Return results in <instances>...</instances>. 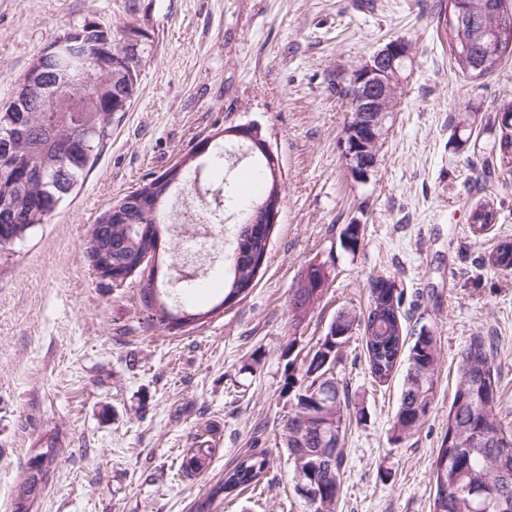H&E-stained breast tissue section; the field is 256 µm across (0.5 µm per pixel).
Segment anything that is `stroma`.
<instances>
[{"mask_svg": "<svg viewBox=\"0 0 512 512\" xmlns=\"http://www.w3.org/2000/svg\"><path fill=\"white\" fill-rule=\"evenodd\" d=\"M125 0H0V108L37 55L69 26H115ZM437 0H140L152 34L127 112L93 168L52 216L0 253V512H12L34 449L58 455L34 512H194L193 504L251 450L272 465L261 485L217 499L212 512H299L278 424L290 406L288 344L308 351L338 310H363L368 281L396 278L411 328L434 332L440 369L421 427L391 430L402 381L375 387L358 340L337 370L353 410L337 512H430L432 467L459 381L456 353L495 337L500 408L512 423V272L481 268L484 252L512 240V182L498 190V222L469 231L471 181L484 153L456 147L459 116L477 117L484 142L512 101V59L469 79L452 67ZM411 47L395 112L369 178L355 180L339 137L351 114L336 81L394 39ZM258 123L277 155L288 204L251 293L228 309L224 252L179 302L205 312L182 330L149 324L134 274L99 278L84 248L117 201L200 144L196 187L240 183L250 158L213 172L210 155L236 154L230 125ZM363 227L356 251L345 225ZM312 264L329 272L318 308L291 324V289ZM213 448L191 475L189 449Z\"/></svg>", "mask_w": 512, "mask_h": 512, "instance_id": "obj_1", "label": "stroma"}]
</instances>
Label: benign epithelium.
<instances>
[{"label":"benign epithelium","mask_w":512,"mask_h":512,"mask_svg":"<svg viewBox=\"0 0 512 512\" xmlns=\"http://www.w3.org/2000/svg\"><path fill=\"white\" fill-rule=\"evenodd\" d=\"M476 16L466 4L456 6L452 24L461 30L473 26ZM410 47L395 39L366 58L347 76L349 94L346 104L353 125L341 140L345 159L351 173L359 180L370 176L377 165L378 147L385 135V123L397 106L400 71L409 57ZM503 140L512 139V104L502 103L498 108ZM224 136L247 143L254 151L265 155L271 168L278 166L276 155L255 123L238 124L224 132ZM89 261L96 274L113 282H121L143 265L138 261L124 267H109L96 251H89Z\"/></svg>","instance_id":"benign-epithelium-1"}]
</instances>
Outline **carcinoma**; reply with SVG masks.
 I'll return each instance as SVG.
<instances>
[{
  "label": "carcinoma",
  "mask_w": 512,
  "mask_h": 512,
  "mask_svg": "<svg viewBox=\"0 0 512 512\" xmlns=\"http://www.w3.org/2000/svg\"><path fill=\"white\" fill-rule=\"evenodd\" d=\"M484 21L463 32L450 31L452 48L465 42L466 54L453 53L457 72L471 79L493 74L512 57V0H474ZM74 40L84 57L55 56L50 48L36 58L24 81L30 98L14 93L0 112V251L9 250L38 224H46L62 201L88 173L112 137V125L128 111L139 71L124 87L115 80L125 67L126 54L138 55V66L150 58L153 37L133 21L109 29L96 22L76 25L58 37ZM475 182L487 185L495 173L512 175V154L502 151L495 138ZM264 183L262 198L274 190L272 171L261 162L256 168ZM167 196L137 210L130 223L100 218L90 240L108 249L113 262L124 266L139 255L157 250L159 224ZM362 228L348 224L341 244L355 251ZM270 231L260 224L240 225L224 283V299L245 298L256 286V259L267 253ZM481 267L511 271L512 256L496 246L483 255ZM329 276L322 265L308 267L292 288L291 320L300 326L323 298ZM394 279L377 276L369 282L366 312L342 309L328 326L318 347L300 359L293 358L288 343V388L292 399L281 424V441L292 465L293 479L316 486L319 502L299 500L300 512H336L342 488L344 445L351 422L348 390L338 379L337 364L353 333L360 332L362 349L374 383L383 386L405 368L404 390L392 422L393 437L402 441L424 422L432 407L440 352L433 333L419 330L406 343L403 324L404 290ZM148 320L163 329L175 327L181 317L197 313L180 310L153 278L140 290ZM491 337L477 336L457 354L460 380L448 409V432L435 460V495L430 512H512V427L503 422L499 407V380ZM210 448H193L187 467L200 473L208 469ZM56 449L41 448L28 463V471L13 503V512H32L45 476L54 465ZM267 452L251 451L224 473V480L195 505L196 512H211L214 498L259 485L270 468Z\"/></svg>",
  "instance_id": "obj_1"
}]
</instances>
